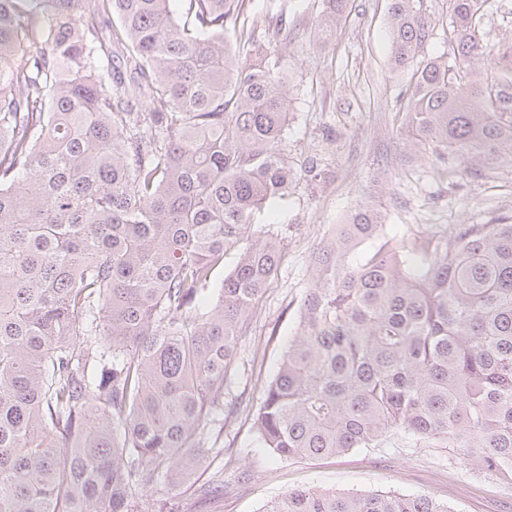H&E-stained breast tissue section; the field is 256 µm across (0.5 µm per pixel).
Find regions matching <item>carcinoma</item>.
Instances as JSON below:
<instances>
[{
	"label": "carcinoma",
	"mask_w": 512,
	"mask_h": 512,
	"mask_svg": "<svg viewBox=\"0 0 512 512\" xmlns=\"http://www.w3.org/2000/svg\"><path fill=\"white\" fill-rule=\"evenodd\" d=\"M319 38L349 0H321ZM487 0H448L451 58L422 60L425 0H390L411 136L452 178L512 154V54ZM112 11L117 23L105 25ZM252 0H0V512H141L224 434L237 340L280 262L251 231L296 172L286 75L225 37ZM121 50L128 80L101 61ZM355 209L252 413L282 459L401 435L512 485V216L380 239ZM241 245L217 296L212 274ZM266 512H453L429 495L297 489ZM492 9L485 7L481 30L486 42L501 51L512 50V0H495Z\"/></svg>",
	"instance_id": "cac0c4a2"
}]
</instances>
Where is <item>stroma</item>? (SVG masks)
Here are the masks:
<instances>
[{"mask_svg": "<svg viewBox=\"0 0 512 512\" xmlns=\"http://www.w3.org/2000/svg\"><path fill=\"white\" fill-rule=\"evenodd\" d=\"M387 7L388 0H351L325 44L313 35L319 0H254L256 45L240 55L252 63L281 52L289 101L284 149L298 172L287 198L254 218L280 243L281 261L238 339L224 389L231 413L216 450L202 456L190 478L143 493L146 512H166L168 501L177 512H265L297 488L396 491L434 496L454 512H512V486L450 449L415 448L395 436L378 448L286 460L261 448L248 416L294 332L314 282L312 256L348 213L374 207L385 218L384 236L408 243L512 215V160H482L448 179L434 146L411 147L404 110L411 76L390 68ZM481 30L486 42L512 50V0L485 9ZM217 480L223 493L202 495L201 485Z\"/></svg>", "mask_w": 512, "mask_h": 512, "instance_id": "stroma-1", "label": "stroma"}]
</instances>
